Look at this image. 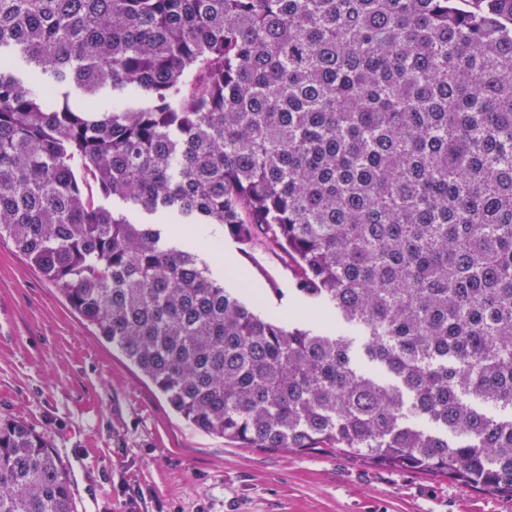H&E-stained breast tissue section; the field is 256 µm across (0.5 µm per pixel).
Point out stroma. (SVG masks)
<instances>
[{
  "instance_id": "obj_1",
  "label": "stroma",
  "mask_w": 512,
  "mask_h": 512,
  "mask_svg": "<svg viewBox=\"0 0 512 512\" xmlns=\"http://www.w3.org/2000/svg\"><path fill=\"white\" fill-rule=\"evenodd\" d=\"M226 287L307 319L281 253L224 239ZM0 419L45 433L75 512H512L448 478L323 450L242 448L179 417L144 374L0 240Z\"/></svg>"
}]
</instances>
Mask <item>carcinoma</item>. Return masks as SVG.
<instances>
[{
  "label": "carcinoma",
  "mask_w": 512,
  "mask_h": 512,
  "mask_svg": "<svg viewBox=\"0 0 512 512\" xmlns=\"http://www.w3.org/2000/svg\"><path fill=\"white\" fill-rule=\"evenodd\" d=\"M129 211L288 255L318 326ZM3 238L198 429L512 500V0H0ZM0 512H74L22 421Z\"/></svg>",
  "instance_id": "obj_1"
}]
</instances>
